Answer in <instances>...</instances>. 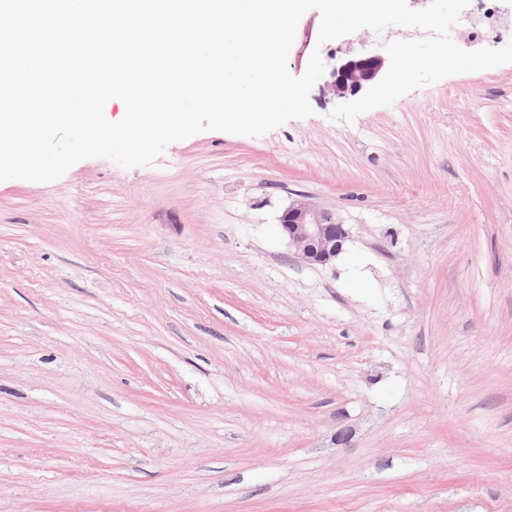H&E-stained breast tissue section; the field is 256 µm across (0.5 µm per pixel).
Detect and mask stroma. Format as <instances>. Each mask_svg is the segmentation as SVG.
<instances>
[{
	"label": "stroma",
	"instance_id": "stroma-1",
	"mask_svg": "<svg viewBox=\"0 0 512 512\" xmlns=\"http://www.w3.org/2000/svg\"><path fill=\"white\" fill-rule=\"evenodd\" d=\"M0 182V512H512V63ZM349 239L295 260L297 195Z\"/></svg>",
	"mask_w": 512,
	"mask_h": 512
}]
</instances>
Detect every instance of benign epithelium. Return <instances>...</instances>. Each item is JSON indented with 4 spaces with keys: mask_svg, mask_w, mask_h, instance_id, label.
<instances>
[{
    "mask_svg": "<svg viewBox=\"0 0 512 512\" xmlns=\"http://www.w3.org/2000/svg\"><path fill=\"white\" fill-rule=\"evenodd\" d=\"M386 60L377 54H359L333 68L328 89L335 95L357 92L380 80ZM279 226L288 239L294 257L301 263L327 265L343 251L348 239L344 225L336 216L302 196L280 216Z\"/></svg>",
    "mask_w": 512,
    "mask_h": 512,
    "instance_id": "1",
    "label": "benign epithelium"
}]
</instances>
